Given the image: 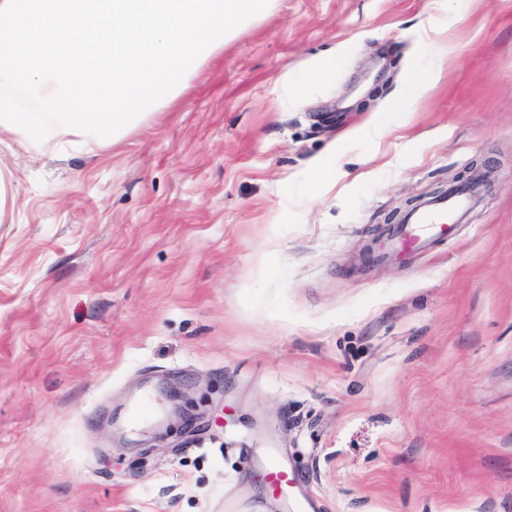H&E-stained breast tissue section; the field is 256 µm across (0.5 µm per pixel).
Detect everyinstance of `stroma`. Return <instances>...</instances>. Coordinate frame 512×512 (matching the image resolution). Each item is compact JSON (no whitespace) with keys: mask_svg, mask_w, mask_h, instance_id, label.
I'll use <instances>...</instances> for the list:
<instances>
[{"mask_svg":"<svg viewBox=\"0 0 512 512\" xmlns=\"http://www.w3.org/2000/svg\"><path fill=\"white\" fill-rule=\"evenodd\" d=\"M482 166L453 238L366 255ZM0 171V512H289L271 452L309 512H512V0H275Z\"/></svg>","mask_w":512,"mask_h":512,"instance_id":"stroma-1","label":"stroma"}]
</instances>
